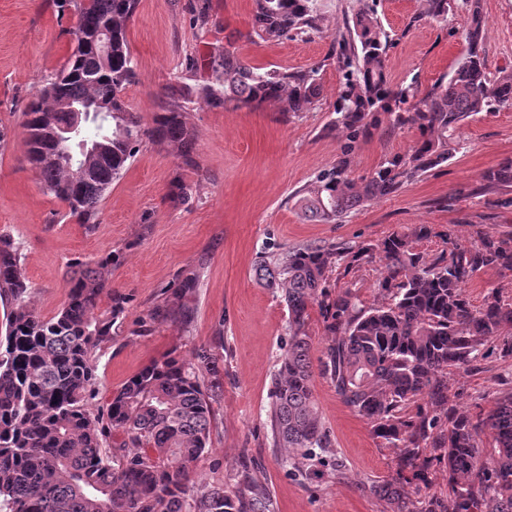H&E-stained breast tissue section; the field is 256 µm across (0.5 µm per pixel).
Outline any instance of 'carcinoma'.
<instances>
[{"mask_svg":"<svg viewBox=\"0 0 512 512\" xmlns=\"http://www.w3.org/2000/svg\"><path fill=\"white\" fill-rule=\"evenodd\" d=\"M60 13L79 22L60 69L31 96L21 113L25 157L43 189L66 207V216L92 233L99 203L147 142L173 144L181 165L194 169V133L184 113L201 101L258 108L278 103L284 116L309 111L318 101L321 66L288 72L244 62L231 44L213 48L212 80L190 85L170 79L153 125L146 126L122 99L136 72L127 23L138 0H56ZM408 26L430 18L446 22L463 6L470 14L466 50L450 76L418 96L415 83L393 86L386 73L395 33L378 18V0H358L352 25L336 37L341 81L328 131L342 134L336 163L297 192L310 222L337 223L355 207L397 193L405 184L448 162L455 133L479 112L512 107V72L490 76L483 56L481 0H425ZM320 0H254L249 37L262 42L300 36L316 28ZM112 33V61H101L96 37ZM111 107L94 115L66 140L72 113L65 102ZM419 133L410 154L384 159L360 181L350 177V156L379 129ZM83 141L94 154L82 175L65 150ZM512 186V160L485 175ZM435 235L429 224L394 232L375 242L310 243L263 252L257 281L281 292L288 307L287 336L272 376L269 428L273 447L286 453L301 476L315 467H339L326 456L330 438L313 393L315 374L330 379L336 394L366 420L377 437L398 449L394 473L372 491L392 512H512V392L484 417L457 409L448 370H472L498 344L512 357V300L489 292L472 306L465 288L489 267L512 272V232H481L462 243L442 233L448 248L428 257L416 243ZM23 245L0 234V512H275L269 492L252 480L234 489L196 481L194 464L208 452L213 403L224 395L218 363L224 337L188 356L167 355L145 365L109 397L100 398V352L117 336L126 297L110 294L112 256L70 265L65 302L41 318L28 307L30 287L22 267ZM384 261L376 288L385 302L365 306L348 285L331 291L333 273L373 258ZM317 304L331 342L313 368L309 308ZM194 308L156 305L140 332L172 318L188 328ZM435 464L448 467V493L406 494Z\"/></svg>","mask_w":512,"mask_h":512,"instance_id":"obj_1","label":"carcinoma"}]
</instances>
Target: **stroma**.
<instances>
[{
	"instance_id": "35a3bbf8",
	"label": "stroma",
	"mask_w": 512,
	"mask_h": 512,
	"mask_svg": "<svg viewBox=\"0 0 512 512\" xmlns=\"http://www.w3.org/2000/svg\"><path fill=\"white\" fill-rule=\"evenodd\" d=\"M201 5L206 24L191 6ZM487 70L512 72V0H482ZM356 0H323L316 29L301 37L255 42L253 0H140L127 25L136 81L123 94L130 111L151 123L173 72L189 58L206 60L213 45L232 39L240 58L258 67L299 71L320 66L321 96L313 109L283 118L277 104L260 108L213 107L200 103L185 114L195 134L193 169L179 168L178 150L144 144L122 177L106 193L97 228L85 233L66 208L46 194L40 175L24 156L20 112L70 49L69 20L55 0H0V233L24 244L23 268L31 285L30 307L49 318L67 294L74 260L113 255L110 285L129 299L121 333L104 348L98 385L108 395L150 361L224 338L219 369L224 395L215 406L210 450L196 464L199 481L235 487L240 461L250 476L270 489L276 512H390L370 491L395 470L396 449L376 438L370 425L342 403L330 380L315 377L314 395L340 466L302 478L281 460L269 439L271 379L281 354L288 309L280 293L260 287L254 267L267 244L292 248L303 243L374 242L386 235L430 224L435 237L417 242L434 256L440 237L456 227L468 240L476 231H512V187H491L484 173L512 159V108L473 115L462 126L461 149L447 163L399 192L352 210L342 223L303 220L294 194L339 154L335 135L324 134L341 74L331 52ZM424 0H380L382 25L400 35L389 50L391 83H418L427 90L449 74L466 49L469 14L457 10L447 21L410 19ZM415 129L381 126L350 158L353 178L369 175L384 159L410 153ZM189 185L191 199L172 207L174 178ZM191 277L188 296L195 309L190 329L167 319L138 335V322L160 302L162 288ZM448 382L459 406L471 414L491 411L512 391V357L490 348L477 369L453 371Z\"/></svg>"
}]
</instances>
